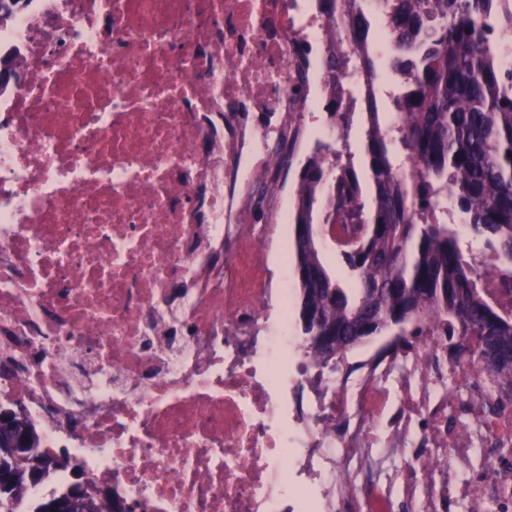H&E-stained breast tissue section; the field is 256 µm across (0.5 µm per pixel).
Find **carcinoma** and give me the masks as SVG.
<instances>
[{
  "label": "carcinoma",
  "mask_w": 512,
  "mask_h": 512,
  "mask_svg": "<svg viewBox=\"0 0 512 512\" xmlns=\"http://www.w3.org/2000/svg\"><path fill=\"white\" fill-rule=\"evenodd\" d=\"M361 0H317L325 36L345 39L354 53L333 52L326 66L331 88L326 110L351 129L356 98L344 88L362 71L377 74L371 22ZM394 37L390 74L399 86L396 120L379 122L377 103L365 99L363 133L372 202H366L349 144L324 165L302 166L294 204L296 224L315 226L310 239L292 243L299 262V325L312 365L325 368L355 347L358 336L395 328L424 335L427 320L448 339L453 363L479 366L496 399H512V310L487 288L495 278L512 290V70L500 64L512 34V0H377ZM452 199L472 234L486 240L489 257L461 247L443 202ZM336 225V248L349 269L345 288L319 251L324 226ZM343 337L337 349L320 340L328 329ZM26 443L10 458L0 497L7 512H125L109 496L84 498L78 469L62 495L67 507L50 510L31 492L68 462L40 450L32 423L12 417Z\"/></svg>",
  "instance_id": "1"
}]
</instances>
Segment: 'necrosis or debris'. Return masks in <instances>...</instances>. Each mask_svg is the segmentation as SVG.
<instances>
[{"mask_svg": "<svg viewBox=\"0 0 512 512\" xmlns=\"http://www.w3.org/2000/svg\"><path fill=\"white\" fill-rule=\"evenodd\" d=\"M322 25L311 0H23L0 25V405L133 512H512V404L478 389L461 437L438 336L311 368L260 253Z\"/></svg>", "mask_w": 512, "mask_h": 512, "instance_id": "obj_1", "label": "necrosis or debris"}]
</instances>
